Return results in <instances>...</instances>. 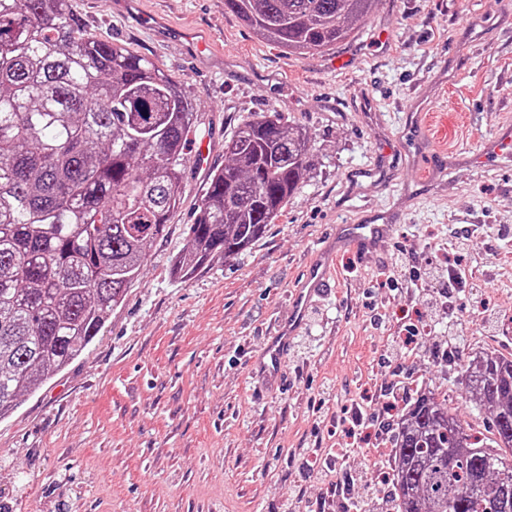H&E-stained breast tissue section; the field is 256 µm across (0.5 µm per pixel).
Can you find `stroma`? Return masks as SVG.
<instances>
[{"label": "stroma", "mask_w": 512, "mask_h": 512, "mask_svg": "<svg viewBox=\"0 0 512 512\" xmlns=\"http://www.w3.org/2000/svg\"><path fill=\"white\" fill-rule=\"evenodd\" d=\"M72 6L97 37L178 80L215 147L187 164L167 235L99 336L0 418V512H345L352 498L385 500L371 466L392 450L384 422L424 386L490 439L459 374L474 352L512 354V163L459 162L442 194L404 156L381 181L362 169L416 113L439 146L469 155L512 119V0H379L351 42L304 57L258 39L224 0ZM189 31L209 51L194 54ZM257 112L307 129L311 170L254 245L176 281L169 261L206 175ZM407 188L394 241L338 255L287 386L265 389L254 362L318 240L361 219L364 200L386 206Z\"/></svg>", "instance_id": "obj_1"}]
</instances>
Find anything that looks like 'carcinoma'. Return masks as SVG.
<instances>
[{
	"mask_svg": "<svg viewBox=\"0 0 512 512\" xmlns=\"http://www.w3.org/2000/svg\"><path fill=\"white\" fill-rule=\"evenodd\" d=\"M377 0H224L290 55L356 36ZM197 113L181 83L94 35L71 0H0V417L63 371L104 328L167 234ZM311 137L258 112L224 141L188 246L190 279L257 242L305 182ZM494 438L419 391L393 421L391 512H512V355L463 367Z\"/></svg>",
	"mask_w": 512,
	"mask_h": 512,
	"instance_id": "cac0c4a2",
	"label": "carcinoma"
}]
</instances>
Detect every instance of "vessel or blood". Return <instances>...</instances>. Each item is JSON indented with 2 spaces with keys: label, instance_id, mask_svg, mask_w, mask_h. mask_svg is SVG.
<instances>
[{
  "label": "vessel or blood",
  "instance_id": "1",
  "mask_svg": "<svg viewBox=\"0 0 512 512\" xmlns=\"http://www.w3.org/2000/svg\"><path fill=\"white\" fill-rule=\"evenodd\" d=\"M401 149L424 168L432 182L441 180L448 169L461 160L460 155L438 150L429 128L420 123L415 124L411 138L402 142ZM502 158L512 160V124L498 128L478 153L479 162L487 166L496 165ZM410 202V197L404 196L395 208L369 206V223L337 225L335 234L322 244L318 265L307 270L303 287L296 289L291 295V322L281 328L276 336L271 337L266 346L263 368L270 380L281 381L283 361L288 348L310 306L314 304L316 297L325 292L337 254L348 248L363 254L374 249L378 243L391 240L398 210L407 207Z\"/></svg>",
  "mask_w": 512,
  "mask_h": 512
}]
</instances>
